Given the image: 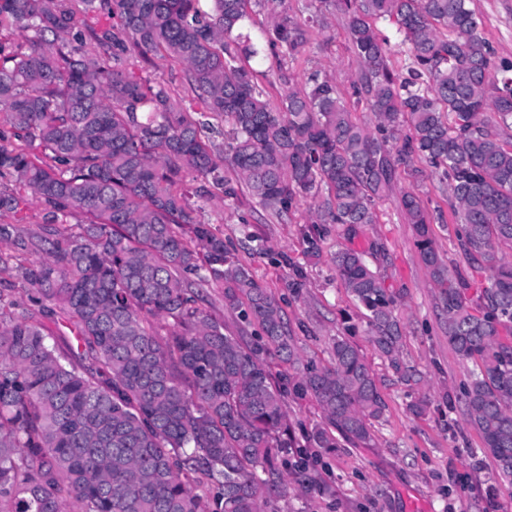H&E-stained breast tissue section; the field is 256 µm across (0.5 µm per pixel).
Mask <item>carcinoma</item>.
<instances>
[{
	"label": "carcinoma",
	"mask_w": 512,
	"mask_h": 512,
	"mask_svg": "<svg viewBox=\"0 0 512 512\" xmlns=\"http://www.w3.org/2000/svg\"><path fill=\"white\" fill-rule=\"evenodd\" d=\"M0 0V39L32 33L24 51L0 43V211L39 202L49 217L31 246L45 258L22 269L34 304H54L89 359L63 360L55 332L0 295V512H262L288 494L279 461L294 443L281 387L265 358L293 370L288 390L312 396L323 421L314 448L373 440L386 409L361 350L336 336L329 365L303 362L282 308L224 240L198 220L186 178L212 183L233 206L242 188L265 210L311 201L312 223L351 237L376 223V202L419 159L448 178L455 236L465 257L492 268L471 300L431 238L419 197L401 203L422 263L444 302L448 345L474 365L463 384L466 421L512 483V60H495L471 0H332L347 15L362 63L354 94L375 131L354 122L336 84L312 75L265 97L254 67L264 50L291 59L308 21L284 0ZM268 11L265 47L243 33L248 6ZM110 24L100 27V18ZM409 46L406 78L376 29ZM167 55L184 67L205 111L231 125L224 152L164 83L123 67ZM408 127L409 134L401 133ZM229 167L234 176L224 175ZM88 218L72 232L67 219ZM370 251L333 256L343 288L363 309L375 352L407 380L400 293ZM257 325L263 343L226 332L203 289Z\"/></svg>",
	"instance_id": "1"
}]
</instances>
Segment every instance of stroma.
<instances>
[{
  "mask_svg": "<svg viewBox=\"0 0 512 512\" xmlns=\"http://www.w3.org/2000/svg\"><path fill=\"white\" fill-rule=\"evenodd\" d=\"M286 5L289 14L303 9L320 18L311 27L306 52L287 60L290 75L302 84L314 71L331 74L353 118L371 124V113L358 104L351 88L361 63L348 42L347 16L326 11L323 0H286ZM473 6L497 57L512 59V0H473ZM406 193L418 196L428 210L441 211L442 220L432 226L435 246L466 276L470 297L480 294L491 271L470 265L459 249L443 176L429 170L420 176L399 172L389 195L376 205V223L366 226L351 245L365 249L376 242L383 247L376 264L386 286L401 293L397 316L403 330L402 355L421 375L418 384L401 379L374 353L366 321L331 262L342 239L328 235L319 255L306 253V203L279 216L263 210L246 193L233 207L225 205L220 194L197 201L203 220L223 238L228 255L249 266L279 302L303 358L328 365L334 336L352 327L351 340L370 362L386 403L384 416L374 423L371 447L343 443L311 449L309 488L290 487L287 497L265 501L263 512H512V488L498 479L482 452L479 434L463 416L460 389L472 365L448 345L439 291L399 206ZM0 256L7 266L0 271V292L31 309L18 268L39 261L42 252L13 245L0 250ZM297 274L304 282L299 296L290 288ZM419 399L426 400L427 408L417 416L410 405Z\"/></svg>",
  "mask_w": 512,
  "mask_h": 512,
  "instance_id": "1",
  "label": "stroma"
}]
</instances>
